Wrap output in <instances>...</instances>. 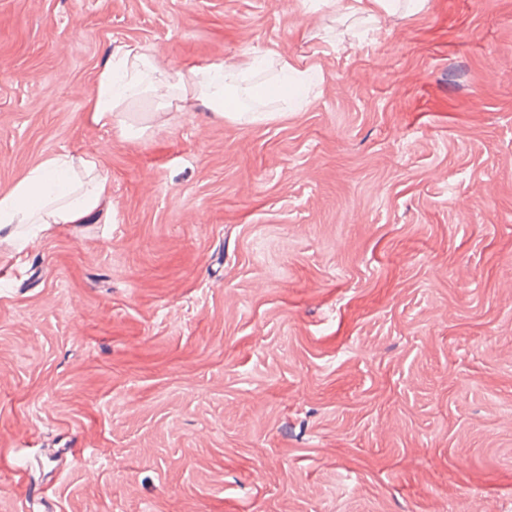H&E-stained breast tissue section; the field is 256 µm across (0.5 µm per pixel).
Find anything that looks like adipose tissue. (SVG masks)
Masks as SVG:
<instances>
[{"label":"adipose tissue","instance_id":"obj_1","mask_svg":"<svg viewBox=\"0 0 512 512\" xmlns=\"http://www.w3.org/2000/svg\"><path fill=\"white\" fill-rule=\"evenodd\" d=\"M426 0H324L340 18L366 24L381 16L419 15ZM256 57L232 63H209L192 68L190 75L161 71L150 54L128 44L110 54L96 77L87 107L91 123L120 126L127 136L138 131L127 122L131 101L148 98L158 109L201 105L213 116L224 117V94L233 90L239 76L252 70ZM112 197V185L94 155L57 154L28 171L7 193L0 195V230L13 238L17 250L62 224H82L99 215Z\"/></svg>","mask_w":512,"mask_h":512}]
</instances>
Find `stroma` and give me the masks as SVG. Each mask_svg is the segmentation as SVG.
Returning <instances> with one entry per match:
<instances>
[{"label": "stroma", "mask_w": 512, "mask_h": 512, "mask_svg": "<svg viewBox=\"0 0 512 512\" xmlns=\"http://www.w3.org/2000/svg\"><path fill=\"white\" fill-rule=\"evenodd\" d=\"M128 43L322 79L130 139ZM58 153L112 221L0 238V512H512V0H0V194ZM426 0H325L324 5L340 18L374 24L381 16L403 13L405 17L419 15ZM280 70L287 79V85L289 78L290 86L299 92H306L315 79V72L312 67L301 68L291 63L283 62Z\"/></svg>", "instance_id": "1"}]
</instances>
